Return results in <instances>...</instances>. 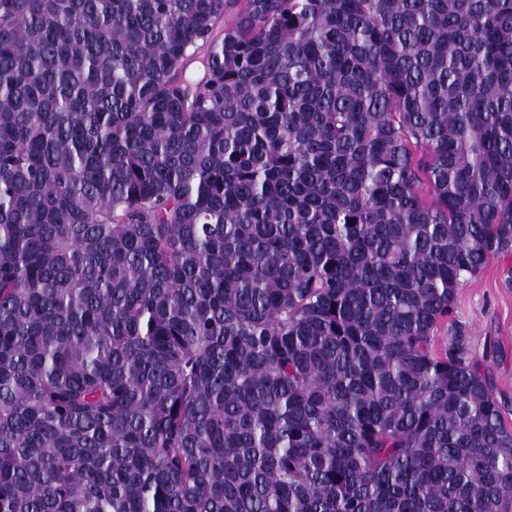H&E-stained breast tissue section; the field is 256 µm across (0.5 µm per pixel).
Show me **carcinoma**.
Here are the masks:
<instances>
[{
  "mask_svg": "<svg viewBox=\"0 0 512 512\" xmlns=\"http://www.w3.org/2000/svg\"><path fill=\"white\" fill-rule=\"evenodd\" d=\"M511 252L512 0H0V512H512ZM512 267V254L493 258L477 278L464 281L457 292L454 321L438 336H467L472 355L488 368L498 397L505 402L504 418L512 425V285L501 275Z\"/></svg>",
  "mask_w": 512,
  "mask_h": 512,
  "instance_id": "carcinoma-1",
  "label": "carcinoma"
}]
</instances>
